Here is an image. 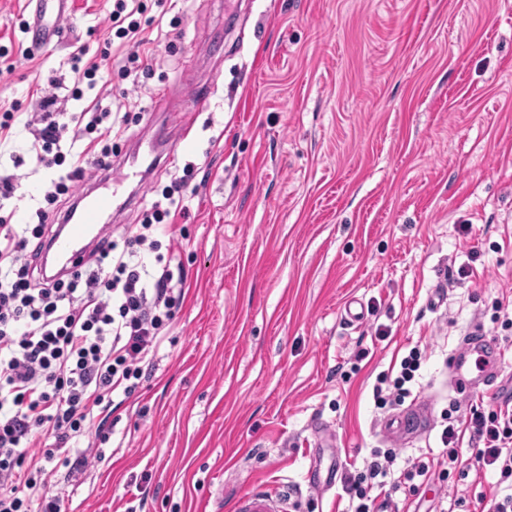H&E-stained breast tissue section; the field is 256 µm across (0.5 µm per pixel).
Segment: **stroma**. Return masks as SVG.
Listing matches in <instances>:
<instances>
[{
	"label": "stroma",
	"instance_id": "35a3bbf8",
	"mask_svg": "<svg viewBox=\"0 0 512 512\" xmlns=\"http://www.w3.org/2000/svg\"><path fill=\"white\" fill-rule=\"evenodd\" d=\"M151 70L120 72L71 98L76 46L99 61L112 0H71L65 43L32 50L26 0H0V171L27 221L45 178L26 128L40 100L102 102L133 113L113 139L110 178L136 192L118 216L138 223L156 191L193 163L171 245L185 295L132 398L112 397V435L80 480H52L72 512H239L258 487L295 512H350L337 468L377 451L396 512L438 503L474 512L506 493L465 453L464 474L398 484L441 457L450 405L489 411L512 398V0H144ZM210 86L193 111L197 85ZM169 88L178 111L159 104ZM191 122V140L153 179L124 159L153 131ZM363 312L357 322L345 309ZM493 336L495 385L473 391L449 369L465 336ZM426 427L398 445L384 432L378 377L412 348Z\"/></svg>",
	"mask_w": 512,
	"mask_h": 512
}]
</instances>
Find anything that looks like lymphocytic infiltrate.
Listing matches in <instances>:
<instances>
[{
  "label": "lymphocytic infiltrate",
  "mask_w": 512,
  "mask_h": 512,
  "mask_svg": "<svg viewBox=\"0 0 512 512\" xmlns=\"http://www.w3.org/2000/svg\"><path fill=\"white\" fill-rule=\"evenodd\" d=\"M142 10L141 0H114L109 14L116 38L136 45L121 59L126 76L139 72L138 49L147 43L135 18ZM55 103V96L44 97L29 125L31 149L47 173L45 205L32 224L0 216V512H69L68 498L52 491L51 477L61 471L77 478L100 458L99 449L81 445L91 433L102 442L109 438L94 411L114 393L133 395L146 378L185 283L158 239L185 209L188 185L182 179L171 181L140 223L124 227L123 247H94L82 271L71 276L39 269L27 251L30 241L50 240L63 215L60 200L74 199L85 177L87 152L110 159L113 136L129 123L128 115L106 108L69 114L55 110ZM421 359V351L412 349L397 376H380L376 403L410 396ZM387 384L393 392L386 398ZM466 440L474 443L481 468L512 480L511 403L449 416L440 434L449 470L461 464ZM37 442L44 449L35 456L30 449ZM391 462V455L377 453L364 471L345 474L342 490L355 501L353 512H391L390 499L372 494Z\"/></svg>",
  "instance_id": "1"
}]
</instances>
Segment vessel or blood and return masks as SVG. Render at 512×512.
I'll list each match as a JSON object with an SVG mask.
<instances>
[{"label":"vessel or blood","mask_w":512,"mask_h":512,"mask_svg":"<svg viewBox=\"0 0 512 512\" xmlns=\"http://www.w3.org/2000/svg\"><path fill=\"white\" fill-rule=\"evenodd\" d=\"M32 22L27 30L30 43L35 47H47L65 38L64 19L70 12V0H29ZM112 192L87 189L80 193L76 209L68 223L63 224L49 245L45 257L53 258L63 272L79 270L92 247L103 242L110 229L108 217L116 205ZM491 341L488 336H472L466 341L463 357L452 368L456 382L469 388L491 385L495 371L486 364ZM423 417L419 410L409 409L405 414L389 419L385 424L388 434L399 438L420 430ZM288 498L283 493L258 489L241 503L243 512H287Z\"/></svg>","instance_id":"b4317fda"}]
</instances>
